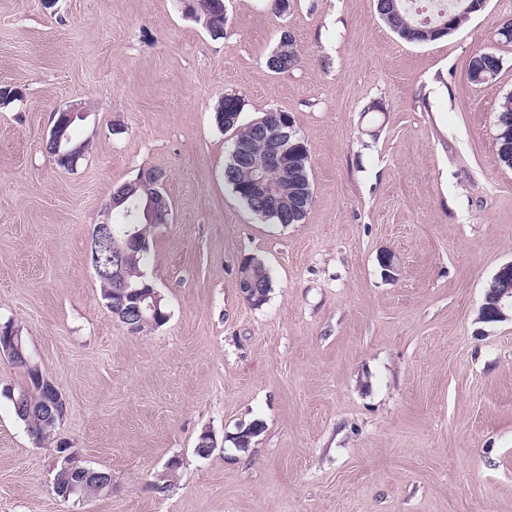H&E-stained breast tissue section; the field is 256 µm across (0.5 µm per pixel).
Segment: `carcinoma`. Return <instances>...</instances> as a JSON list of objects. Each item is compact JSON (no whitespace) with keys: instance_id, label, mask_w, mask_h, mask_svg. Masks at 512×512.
Returning a JSON list of instances; mask_svg holds the SVG:
<instances>
[{"instance_id":"obj_1","label":"carcinoma","mask_w":512,"mask_h":512,"mask_svg":"<svg viewBox=\"0 0 512 512\" xmlns=\"http://www.w3.org/2000/svg\"><path fill=\"white\" fill-rule=\"evenodd\" d=\"M400 4V13L405 25L402 26L398 36L405 40L411 34L410 27L418 25L421 19L412 10L410 0H400ZM467 4L468 0H452L448 7L441 8L434 13L430 18L431 24L436 25L447 20L448 14L460 12ZM193 10L207 20L213 33L218 34L223 31L225 25L224 0H193ZM299 56V50L295 46L284 57L273 52L267 59V66L276 73H286L298 64ZM241 113L242 99L240 98L235 101L231 99L223 101L221 108L215 112V121L219 127L226 131H235L228 161L224 168L225 181L258 218L271 220L276 224L300 223L313 204L309 160H303L301 165L288 172L277 171L264 174V181H273L279 186L283 201L281 212L265 211L259 200L250 192L251 186L258 182L259 175L242 166L238 159L237 149L249 148L256 154L261 151L262 145L257 137V130L268 121L270 111H265L259 119L244 126L240 124ZM123 187L130 190V201L134 209L130 214L126 213L122 207L115 209V217L112 218V235L122 240L130 229V225L134 224L140 237L147 243L148 249L144 251L132 249L127 257L126 279L130 289L137 291L143 289V284L149 282V279L143 276V267L149 258L151 247H153V234L157 225L148 222L144 214V207L151 198V190L148 189V185L130 181L124 183ZM250 276L265 282V291L259 302V305L262 306L266 303L271 291V279L264 263L255 257L243 260L240 266L239 280L242 281ZM6 398L12 403L16 417L25 424L30 434L39 441L47 439V436L40 433L39 423L32 417V411L41 406L45 399L44 393L33 383L32 378H27L25 386L6 395Z\"/></svg>"}]
</instances>
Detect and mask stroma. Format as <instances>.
<instances>
[{"label": "stroma", "instance_id": "obj_1", "mask_svg": "<svg viewBox=\"0 0 512 512\" xmlns=\"http://www.w3.org/2000/svg\"><path fill=\"white\" fill-rule=\"evenodd\" d=\"M188 3L0 0V84L22 93L0 106V322L66 401L36 443L1 394L27 377L0 356V512H512V322L477 320L512 261V169L494 144L512 0L425 44L375 0H294L285 15L225 0L219 37ZM285 32L301 60L277 74ZM478 49L503 64L475 85ZM229 94L245 124L293 115L314 188L301 223L258 219L225 183L233 134L214 114ZM71 105L87 150L67 171L43 139ZM145 168L172 204L145 268L169 317L133 334L89 246L113 187ZM247 256L271 278L259 308L238 287ZM61 442L109 470L111 491L58 498Z\"/></svg>", "mask_w": 512, "mask_h": 512}]
</instances>
